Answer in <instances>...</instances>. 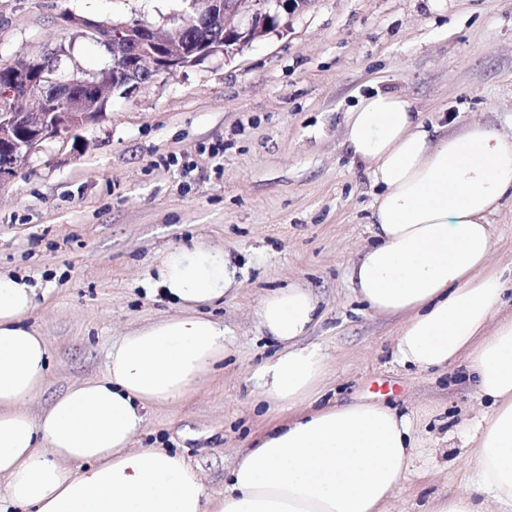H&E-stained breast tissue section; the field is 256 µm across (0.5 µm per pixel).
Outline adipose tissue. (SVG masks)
Here are the masks:
<instances>
[{"mask_svg":"<svg viewBox=\"0 0 512 512\" xmlns=\"http://www.w3.org/2000/svg\"><path fill=\"white\" fill-rule=\"evenodd\" d=\"M343 143L377 189L373 242L349 269L354 294L376 313L403 315L400 365L443 369L467 355L476 398L488 404L469 439L472 493L430 512L512 507V318H494L504 283L489 266L488 221L512 194V142L478 122L434 136L408 98L378 90L348 110ZM239 273L222 245L170 248L148 293L176 314L124 336L102 378L34 416L26 405L44 390L49 363L44 340L23 324L37 290L0 272V512H387L412 471V424L379 403L314 407L327 358L297 344L317 317L299 284L256 310L284 349L258 368L255 401L301 411L239 454L222 497L208 499L182 455L131 450L146 409L189 394L227 354L224 325L205 309L238 287Z\"/></svg>","mask_w":512,"mask_h":512,"instance_id":"obj_1","label":"adipose tissue"}]
</instances>
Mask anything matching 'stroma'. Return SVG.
<instances>
[{"label": "stroma", "mask_w": 512, "mask_h": 512, "mask_svg": "<svg viewBox=\"0 0 512 512\" xmlns=\"http://www.w3.org/2000/svg\"><path fill=\"white\" fill-rule=\"evenodd\" d=\"M67 15L190 21L186 0H0V68L66 50L92 75L112 55ZM408 96L426 125L477 120L512 140V0H311L233 53H217L113 95L92 123L43 142L0 187V271L28 277L25 323L50 372L41 412L105 372L112 347L175 314L144 282L164 251L198 237L238 258L240 285L209 307L230 333L223 362L184 399L148 408L138 448L181 453L208 497L277 416L253 411V374L282 346L255 312L272 292L310 288L318 319L302 340L328 357L319 404L372 402L413 422L416 471L390 512H423L469 488L463 444L484 410L464 361L398 364L401 317L369 311L348 272L371 243L376 190L343 144L344 117L374 90ZM494 268L512 264V196L490 215Z\"/></svg>", "instance_id": "obj_1"}]
</instances>
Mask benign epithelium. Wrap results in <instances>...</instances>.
I'll return each mask as SVG.
<instances>
[{
	"instance_id": "7a95c632",
	"label": "benign epithelium",
	"mask_w": 512,
	"mask_h": 512,
	"mask_svg": "<svg viewBox=\"0 0 512 512\" xmlns=\"http://www.w3.org/2000/svg\"><path fill=\"white\" fill-rule=\"evenodd\" d=\"M196 17L189 24L158 30L141 22H104L69 16L65 22L98 36L112 50V67L91 77H66L55 63L19 61L11 79L0 87V186L10 182L18 164L48 139L59 137L95 120L106 93L131 92L161 72L191 65L218 51L229 53L276 26L281 16L305 10L310 0H189ZM211 28L223 34V43L196 40L192 29ZM83 92H73V85ZM34 99L35 111L19 103Z\"/></svg>"
}]
</instances>
